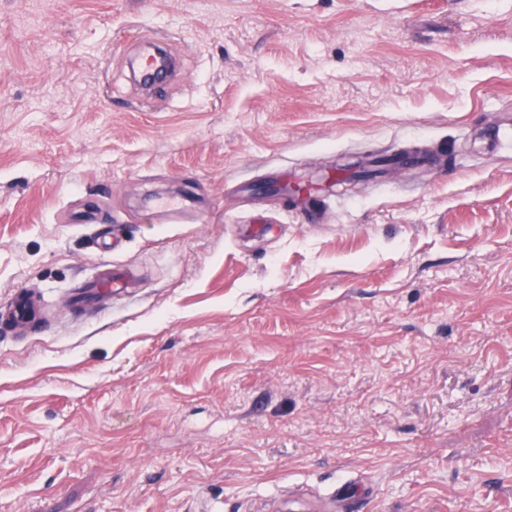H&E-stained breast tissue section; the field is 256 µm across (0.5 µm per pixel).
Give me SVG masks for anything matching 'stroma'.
<instances>
[{
  "instance_id": "obj_1",
  "label": "stroma",
  "mask_w": 512,
  "mask_h": 512,
  "mask_svg": "<svg viewBox=\"0 0 512 512\" xmlns=\"http://www.w3.org/2000/svg\"><path fill=\"white\" fill-rule=\"evenodd\" d=\"M509 123L512 0H0V512H512ZM99 267L101 272L98 277L85 287L88 288L85 292L86 296H94L101 291L112 292V289L130 288V280L125 274L118 269L112 271V262H103ZM13 322H26L30 319V304L29 300L23 291L18 290L9 304L3 311L0 312V319Z\"/></svg>"
}]
</instances>
